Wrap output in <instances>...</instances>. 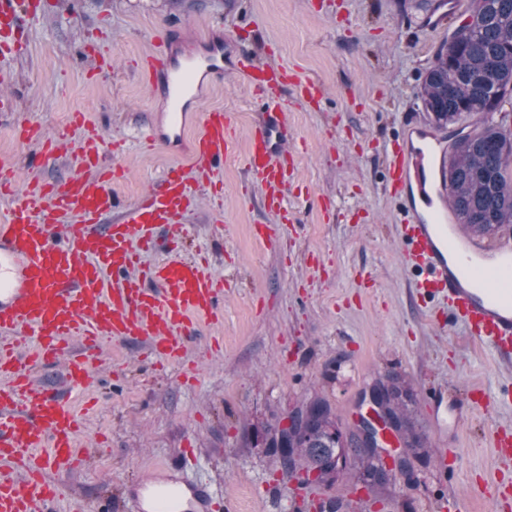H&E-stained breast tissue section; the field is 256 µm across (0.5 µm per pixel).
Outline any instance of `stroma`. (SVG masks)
<instances>
[{"instance_id":"35a3bbf8","label":"stroma","mask_w":512,"mask_h":512,"mask_svg":"<svg viewBox=\"0 0 512 512\" xmlns=\"http://www.w3.org/2000/svg\"><path fill=\"white\" fill-rule=\"evenodd\" d=\"M46 2L28 54L0 84L16 101L14 114L0 119V164L15 170L20 192L34 178L77 175L73 154L40 160L39 144L15 129L30 124L43 137L77 140L71 116L83 112L106 141L103 167L117 173L110 224L168 170L189 165L175 147L145 153L138 144L169 110L163 90L137 68L167 31L180 38L177 57L238 47L326 90L317 106L292 87L282 92L299 187L286 197L287 214L267 208L240 146L219 171L222 207L204 197L186 216L183 253L204 252L223 278L222 316L198 323L182 367L159 366L135 342L103 348L86 396L73 399L83 442L95 453L67 477L56 512L75 500L84 512H113L133 483L188 445L196 453L191 476L211 481L229 512H281L296 487L279 476L268 430L318 395L351 431L363 390L388 375L408 384L430 454L412 457L411 475L390 480L376 497L343 479L325 488L326 499L342 506L359 494L363 512H438L453 494L468 512H512V502L488 492L496 478L512 483L490 435L512 426V404L464 414L452 431L425 402L431 389L457 399L474 386L496 390L512 381V369L460 326L432 323L403 267L386 187L385 155L406 119L427 122L426 71L457 20L425 28L432 8L424 0H183L172 10L162 0ZM99 53L111 58V70H97ZM201 95L248 132L256 108L241 75L226 73ZM268 230L277 238L271 247L262 238ZM451 450L460 463L445 473L440 456ZM272 483L277 492H267Z\"/></svg>"}]
</instances>
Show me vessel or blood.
<instances>
[{
  "instance_id": "1",
  "label": "vessel or blood",
  "mask_w": 512,
  "mask_h": 512,
  "mask_svg": "<svg viewBox=\"0 0 512 512\" xmlns=\"http://www.w3.org/2000/svg\"><path fill=\"white\" fill-rule=\"evenodd\" d=\"M463 8L462 0H439L425 19L435 29ZM41 0H0V59L25 55L28 22L44 17ZM142 74L170 99L166 128L149 127L140 141L175 143L198 176L212 181L232 154L239 134L219 109H191L189 90L233 71L255 94L258 116L248 135L243 162L259 178L266 205L281 210L294 184L281 92L293 86L309 102L322 88L290 76L286 69L261 64L247 53L213 50L206 57L170 60L167 39L143 57ZM25 141L41 140L40 156H58L57 139L42 138L37 127L21 128ZM441 134L413 123L387 155L388 184L399 201L397 218L404 263L427 300L448 312L451 324L512 364V241L485 245L465 239L452 227L448 207V158ZM104 145L96 131L82 140V172L65 181L32 180L15 191L13 171L0 166V194L12 205L0 218V512H55L62 485L51 473H73L87 451L79 445L80 420L70 395L87 392L101 349L115 340L143 342L150 355L169 364L183 361L186 340L197 321L217 317L224 281L204 260L169 254L141 276L143 253L155 250L157 227L181 233V219L197 201L183 171L169 172L160 190L135 203L121 223L103 225L115 198L111 173L101 168ZM64 363L65 390L39 386L35 371ZM512 399V384L469 396L471 409ZM492 440L503 470L512 469V430L496 427ZM135 512H215L209 483L181 475L148 477L129 491ZM320 489L300 491L292 512H317Z\"/></svg>"
}]
</instances>
